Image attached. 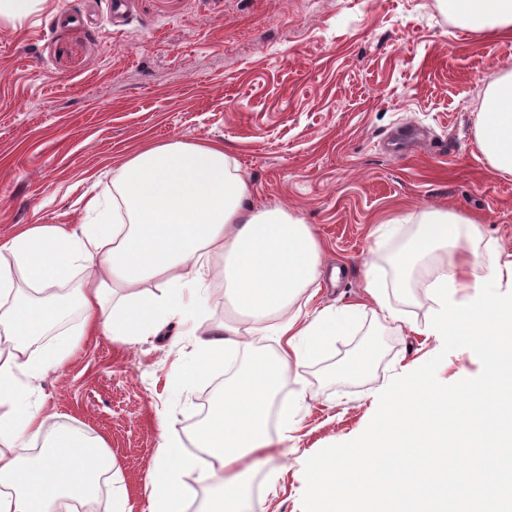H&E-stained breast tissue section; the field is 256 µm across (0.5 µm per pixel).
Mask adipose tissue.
Masks as SVG:
<instances>
[{
  "label": "adipose tissue",
  "instance_id": "ef3b65f1",
  "mask_svg": "<svg viewBox=\"0 0 512 512\" xmlns=\"http://www.w3.org/2000/svg\"><path fill=\"white\" fill-rule=\"evenodd\" d=\"M474 31L512 32V0H441ZM475 138L491 167L512 175V70L483 91ZM252 188L222 145L168 142L130 157L112 173V199H90L83 224H28L0 242V512H74L116 462L102 440L50 422L27 400L23 381L40 380L76 347L74 339L34 353L32 345L72 312L80 336L126 343L157 334L169 318L192 319L195 349L184 378H195L257 339L273 341L224 389L189 440L164 428L149 475L148 512H183L187 472L205 470L222 494L207 512H239L238 470L270 445L269 418L294 431L289 408L274 402L293 369L304 365L365 310L395 329L407 328L367 261L363 303L309 312L305 295L321 276L319 241L282 208L249 206ZM419 224L402 267L435 260L434 276L476 288H500L512 277L501 250L479 256L467 242L475 221L447 209L398 215L389 228ZM224 282V300L246 314L243 327H205L206 281ZM41 440L35 459L24 448Z\"/></svg>",
  "mask_w": 512,
  "mask_h": 512
}]
</instances>
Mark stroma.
Returning a JSON list of instances; mask_svg holds the SVG:
<instances>
[{"label":"stroma","mask_w":512,"mask_h":512,"mask_svg":"<svg viewBox=\"0 0 512 512\" xmlns=\"http://www.w3.org/2000/svg\"><path fill=\"white\" fill-rule=\"evenodd\" d=\"M111 2L46 0L0 26V240L23 224L81 223L142 148L212 141L256 208L288 209L320 241L314 308L359 302L374 257L416 332L356 317L277 397L297 406L293 449L242 476L247 512H303L305 461L361 435L389 382L442 348L420 333L435 312L417 288L430 262L398 264L418 225L375 228L446 208L478 224L479 253L512 252V176L474 136L485 86L512 68V34L467 29L440 0H125L116 24ZM192 349L177 318L133 346L89 336L34 384L45 412L104 440L132 512L147 504L163 426L188 436L252 357L188 382L175 366Z\"/></svg>","instance_id":"stroma-1"}]
</instances>
